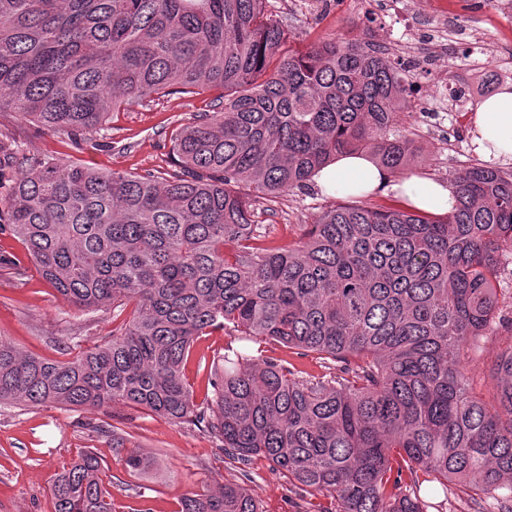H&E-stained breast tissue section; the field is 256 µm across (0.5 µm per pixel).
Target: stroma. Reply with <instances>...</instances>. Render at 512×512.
<instances>
[{"label": "stroma", "mask_w": 512, "mask_h": 512, "mask_svg": "<svg viewBox=\"0 0 512 512\" xmlns=\"http://www.w3.org/2000/svg\"><path fill=\"white\" fill-rule=\"evenodd\" d=\"M502 0H268L267 13L288 32L292 48L341 38L370 43L389 58L409 53L430 66L408 71L411 108L399 123L419 153L410 171L437 181L479 164L469 137L470 113L491 84L512 85V10ZM472 87L464 111H435L439 83ZM213 92L173 93L121 107L107 121V136L86 143L79 134L51 131L11 108L0 109V158L13 152L48 155L102 171L174 172L171 135L209 111ZM336 197L309 186L289 195L252 197L254 221L272 225L271 241L296 240ZM112 333V309L83 312L66 303L39 275L23 243L0 232V336L25 351L54 360L72 357ZM228 342L223 331L201 337L183 373L203 402L210 367ZM126 445H112L113 435ZM138 447L150 463L130 468L126 451ZM86 449L104 461L112 512H178L180 499L207 484L248 488L261 512H319L328 497H310L290 484L265 458L241 463L193 426L128 407L83 412L60 406L0 405V512H54L51 487L62 467Z\"/></svg>", "instance_id": "35a3bbf8"}]
</instances>
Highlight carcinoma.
<instances>
[{"label": "carcinoma", "instance_id": "cac0c4a2", "mask_svg": "<svg viewBox=\"0 0 512 512\" xmlns=\"http://www.w3.org/2000/svg\"><path fill=\"white\" fill-rule=\"evenodd\" d=\"M267 0H0V105L52 129L104 136L106 116L172 86L219 90L171 139L178 173L101 172L30 158L0 219L67 303H112V335L69 361L0 336V404L115 403L192 425L243 462L262 456L334 512H428L424 482L460 484L475 512H512V336L476 391L469 364L512 310V172L449 175L434 214L342 201L287 246L251 220L245 186L276 197L343 153L394 175L415 158L396 123L405 69L332 39L283 50ZM230 337L194 403V343ZM247 337L322 361L312 375L241 350ZM102 459L81 452L55 512H112ZM408 482H403V479ZM179 512H259L219 482Z\"/></svg>", "mask_w": 512, "mask_h": 512}]
</instances>
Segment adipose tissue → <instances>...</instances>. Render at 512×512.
I'll list each match as a JSON object with an SVG mask.
<instances>
[{"label":"adipose tissue","instance_id":"obj_1","mask_svg":"<svg viewBox=\"0 0 512 512\" xmlns=\"http://www.w3.org/2000/svg\"><path fill=\"white\" fill-rule=\"evenodd\" d=\"M471 144L487 163L512 161V87L504 86L486 98L471 119ZM319 190L326 195L391 193L409 207L445 212L455 204L451 186L423 180L412 174L393 176L367 156L343 154L316 176Z\"/></svg>","mask_w":512,"mask_h":512}]
</instances>
